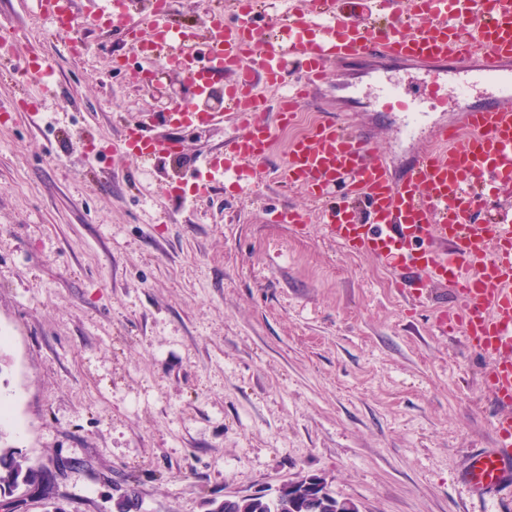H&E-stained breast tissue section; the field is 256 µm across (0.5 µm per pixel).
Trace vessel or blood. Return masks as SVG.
I'll use <instances>...</instances> for the list:
<instances>
[{
    "instance_id": "vessel-or-blood-1",
    "label": "vessel or blood",
    "mask_w": 512,
    "mask_h": 512,
    "mask_svg": "<svg viewBox=\"0 0 512 512\" xmlns=\"http://www.w3.org/2000/svg\"><path fill=\"white\" fill-rule=\"evenodd\" d=\"M316 0L317 10L288 11L282 20L288 44L264 53L254 12L234 4L213 19L205 42L209 67L203 94L223 74L233 116L244 132L227 143L224 159H206L194 168L196 192L205 195L228 174L264 156L274 142L271 126L256 99L259 85L295 82L298 94L279 103L280 114L306 103L332 67L368 57L412 66L437 78L458 74L446 91L460 101L453 123L434 127L431 149L415 156L400 178H393L366 133L327 115L305 137L295 140L277 182L304 188L316 199L341 187L323 211L327 234L349 251L390 257L398 265V288L414 292L427 284H448L456 291L451 312L440 313L442 332H461L467 347L491 357L486 379L499 413L493 443L472 454L463 478L479 496L512 505V219L475 224L476 189L496 195L512 190V0H397L390 23L375 29L362 0ZM112 0V29L132 37L139 27ZM155 24L166 32L165 48L176 67L190 57L184 47L194 35L159 11ZM386 112H417L421 105L402 88L382 90ZM118 149L129 157L150 158L156 144L140 125L126 127Z\"/></svg>"
}]
</instances>
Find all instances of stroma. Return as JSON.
<instances>
[{
  "mask_svg": "<svg viewBox=\"0 0 512 512\" xmlns=\"http://www.w3.org/2000/svg\"><path fill=\"white\" fill-rule=\"evenodd\" d=\"M225 7L174 0L172 19L205 38ZM0 37L1 429L59 512H113L130 485V512H209L304 475L360 512H497L463 479L492 444L491 358L438 332L451 288H394L391 259L344 249L319 203L272 180L290 145L274 102L250 195L226 180L200 197L188 171L223 156L233 118L164 124L150 88L112 71L122 34L56 32L36 0H0ZM77 38L94 47L80 60ZM35 55L51 90L16 71ZM388 77L422 98L426 127L455 120L424 74ZM308 111L362 126L396 176L426 144L380 111L367 66L328 77ZM134 123L151 161L112 149Z\"/></svg>",
  "mask_w": 512,
  "mask_h": 512,
  "instance_id": "35a3bbf8",
  "label": "stroma"
}]
</instances>
